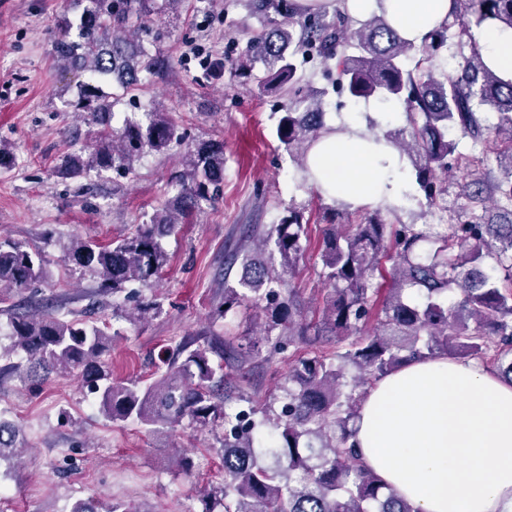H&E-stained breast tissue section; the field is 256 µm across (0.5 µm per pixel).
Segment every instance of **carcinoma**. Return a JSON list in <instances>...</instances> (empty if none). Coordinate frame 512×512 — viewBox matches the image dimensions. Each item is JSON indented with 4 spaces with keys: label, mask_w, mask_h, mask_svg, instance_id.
Returning <instances> with one entry per match:
<instances>
[{
    "label": "carcinoma",
    "mask_w": 512,
    "mask_h": 512,
    "mask_svg": "<svg viewBox=\"0 0 512 512\" xmlns=\"http://www.w3.org/2000/svg\"><path fill=\"white\" fill-rule=\"evenodd\" d=\"M72 2L76 20L59 25L52 51L67 70L86 75L67 106L84 113L93 130L90 143L62 157L58 174L130 175L145 155H163L185 142L172 113L162 109L112 127L116 100L99 87L103 79L116 75L122 82L137 67L154 65L141 44L122 33L161 40L163 31L150 25L155 0ZM245 2L275 17L247 40L235 73L264 91L288 95L277 134L302 169H308L312 143L327 130L323 99L297 75L296 56L314 51L336 60L338 85L352 99L404 104L406 127L384 137L407 157L428 204L442 195L438 175L462 161L455 139L460 133L479 142L481 153L495 156L500 167L491 179L472 171L464 193L474 203L487 194L512 209V80L485 63L474 41L460 74L435 64L456 26L468 36L484 25L512 29V0H455L451 18L420 47L403 40L383 15L355 20L338 9L329 18L320 6L302 9L295 0ZM223 183L224 141L195 142L148 221L107 243L74 236L65 257L96 277L97 292L114 300L135 285L153 288L169 264L163 241L203 205L222 199ZM304 210L293 203L278 223L253 230L259 252L243 260L239 279L224 280V307L215 316L248 304L259 313L262 332L184 336L173 347L174 359L156 366L149 378L122 382L112 378L106 324L61 304L38 312L6 306L0 312L8 318L10 344H0V370L32 386L51 373L78 377L117 427L136 424L155 436L177 426L222 430L220 479L204 486L203 507L191 512H419L361 461L349 443L351 425L365 390L408 360L476 359L512 382V223L486 224L473 208L442 237L416 224L385 223L381 212L396 213V204L365 213L357 224H341L333 213L319 251L326 297L317 320L304 323L290 287L307 246ZM384 258L391 269L382 296L374 276ZM45 278L39 250L0 239L1 303ZM159 312V303L141 298L127 318L140 321ZM326 336L334 349L314 350ZM287 347L293 348L291 362L277 393L261 405L242 394L238 401L245 406L226 405L218 390L227 372ZM18 448V429L0 410V463L16 457ZM174 468L178 476H195L185 452ZM70 512L135 510L123 501L88 498Z\"/></svg>",
    "instance_id": "obj_1"
}]
</instances>
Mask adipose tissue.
I'll use <instances>...</instances> for the list:
<instances>
[{"instance_id": "adipose-tissue-1", "label": "adipose tissue", "mask_w": 512, "mask_h": 512, "mask_svg": "<svg viewBox=\"0 0 512 512\" xmlns=\"http://www.w3.org/2000/svg\"><path fill=\"white\" fill-rule=\"evenodd\" d=\"M364 19L385 14L421 45L454 0H345ZM484 61L512 78V29H475ZM307 164L323 197L350 207L400 201L409 167L391 144L344 113ZM352 438L362 460L421 512H512V384L471 361L415 360L368 388Z\"/></svg>"}]
</instances>
